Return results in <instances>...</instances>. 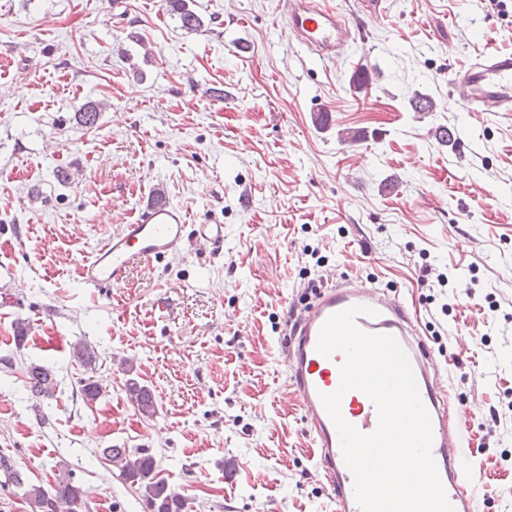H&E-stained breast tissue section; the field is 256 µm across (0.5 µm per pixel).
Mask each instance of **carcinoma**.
I'll list each match as a JSON object with an SVG mask.
<instances>
[{
	"mask_svg": "<svg viewBox=\"0 0 512 512\" xmlns=\"http://www.w3.org/2000/svg\"><path fill=\"white\" fill-rule=\"evenodd\" d=\"M165 6L179 15L183 28L199 32L205 27L203 19L189 8L187 0H165ZM99 115L100 106L93 102L84 104L77 112L79 122L89 128L97 124ZM73 357L88 367L96 358L94 347L88 343L76 344L73 346ZM57 388L58 380L48 369L36 364L28 367L27 390L30 400L38 402L50 399ZM126 392L142 415L151 417L156 413L153 396L146 386L130 378L126 381ZM103 456L119 470L124 480L137 486L151 512H183L181 498L158 477L157 461L152 454L112 447L103 449ZM0 475L4 477V483L21 492V497L32 512H63L65 508L68 512H74V506L85 498V491L64 475L58 477L56 485L49 489L31 483L17 463L6 455H0Z\"/></svg>",
	"mask_w": 512,
	"mask_h": 512,
	"instance_id": "1",
	"label": "carcinoma"
}]
</instances>
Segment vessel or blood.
<instances>
[{"instance_id":"obj_1","label":"vessel or blood","mask_w":512,"mask_h":512,"mask_svg":"<svg viewBox=\"0 0 512 512\" xmlns=\"http://www.w3.org/2000/svg\"><path fill=\"white\" fill-rule=\"evenodd\" d=\"M284 28L308 52L321 60L335 58L354 40V28L337 8L324 0H283ZM448 84L466 112H512V52L477 54L464 70H449ZM194 243L209 254L224 249V227L192 224L184 207L150 202L129 224L109 235L82 259V284L103 295L122 287L134 262H160ZM353 306L371 308L357 326L367 333L394 336L406 351L432 424V456L454 512H481L478 473L465 453L461 427L474 408L451 411L448 393L440 384L433 352L419 336L414 317L399 297L381 292L362 280H351L320 291L315 303L294 318L284 344L285 363L310 426L318 453V470L336 503V512H360L353 491V475L346 466L337 430L321 397L337 390L341 381V353L324 356L317 350L319 332L329 317ZM344 418L362 433L374 431L378 416L361 391H348L341 401Z\"/></svg>"}]
</instances>
